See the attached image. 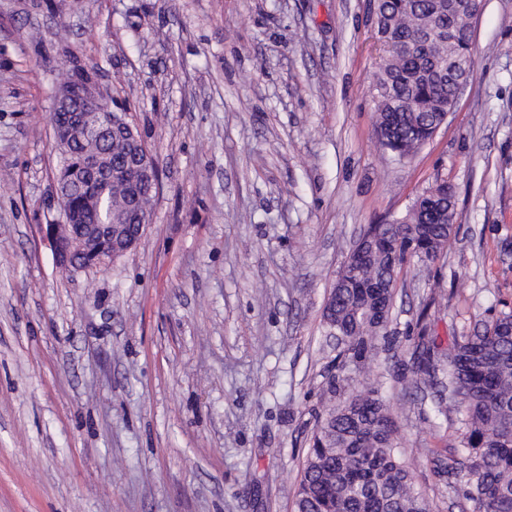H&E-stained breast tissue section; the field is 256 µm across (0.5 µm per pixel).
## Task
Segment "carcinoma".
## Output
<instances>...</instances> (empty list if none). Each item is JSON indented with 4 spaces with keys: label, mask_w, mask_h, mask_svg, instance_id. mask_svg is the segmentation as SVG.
<instances>
[{
    "label": "carcinoma",
    "mask_w": 512,
    "mask_h": 512,
    "mask_svg": "<svg viewBox=\"0 0 512 512\" xmlns=\"http://www.w3.org/2000/svg\"><path fill=\"white\" fill-rule=\"evenodd\" d=\"M433 0H374L375 27L391 43L374 75L375 133L380 147L399 159L420 148L439 112L448 110L452 92L434 76L440 61L460 54L472 58L467 26L459 16L437 15ZM97 78L95 65L78 62L71 81ZM56 182L75 188L70 202L86 208L98 224L125 220L131 182H113L103 171L126 164L121 144L93 133L58 143ZM99 162L95 176L89 161ZM455 195L446 183L427 188L405 215L392 224H371L377 237L367 242V257L352 274L341 271L340 285L323 310L328 330L340 334L358 374L370 377L376 341L388 323L376 327L371 296L362 285L373 279L398 280L403 264L424 253L434 257L453 231ZM415 386L421 382L448 389V403L433 411L457 414L459 447L438 459L448 487L470 504L471 512H512V311L454 340L448 354L430 336L418 337L414 352ZM317 420L298 482L294 512H433L416 489L398 426L378 391L341 395Z\"/></svg>",
    "instance_id": "cac0c4a2"
}]
</instances>
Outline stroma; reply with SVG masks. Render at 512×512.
<instances>
[{
  "mask_svg": "<svg viewBox=\"0 0 512 512\" xmlns=\"http://www.w3.org/2000/svg\"><path fill=\"white\" fill-rule=\"evenodd\" d=\"M472 40L453 114L399 162L374 136L370 0H81L58 22L0 0V512H291L331 379L362 387L327 296L364 227L437 180L454 230L404 265L371 384L417 488L461 512L425 454L456 426L400 377L422 322L445 346L512 310V0ZM65 44L161 173L136 249L71 275L42 237Z\"/></svg>",
  "mask_w": 512,
  "mask_h": 512,
  "instance_id": "stroma-1",
  "label": "stroma"
}]
</instances>
